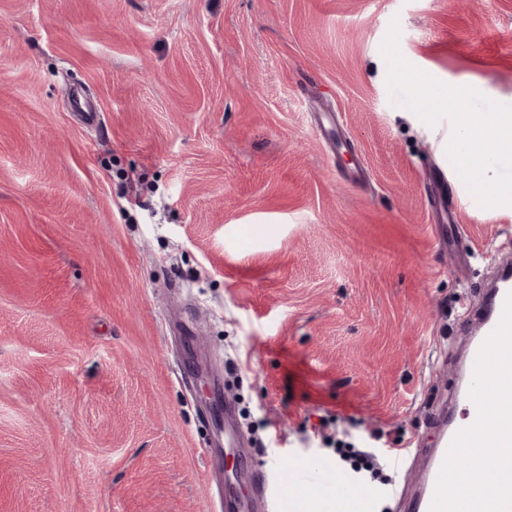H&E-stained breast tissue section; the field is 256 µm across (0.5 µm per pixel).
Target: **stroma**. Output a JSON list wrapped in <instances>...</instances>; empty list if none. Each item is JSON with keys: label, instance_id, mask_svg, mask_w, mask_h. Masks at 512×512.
I'll return each instance as SVG.
<instances>
[{"label": "stroma", "instance_id": "35a3bbf8", "mask_svg": "<svg viewBox=\"0 0 512 512\" xmlns=\"http://www.w3.org/2000/svg\"><path fill=\"white\" fill-rule=\"evenodd\" d=\"M488 112L512 0H0V512H214L263 465L292 512H339L320 426L436 447L470 384L455 302L512 236V157L476 183L457 149ZM210 394L281 441L203 456ZM426 467L388 465L389 512ZM317 127L326 134V142L331 147L332 151L336 152L345 148L350 150L346 141L342 138L339 129L340 124L336 120V115L332 112H318L316 119Z\"/></svg>", "mask_w": 512, "mask_h": 512}]
</instances>
